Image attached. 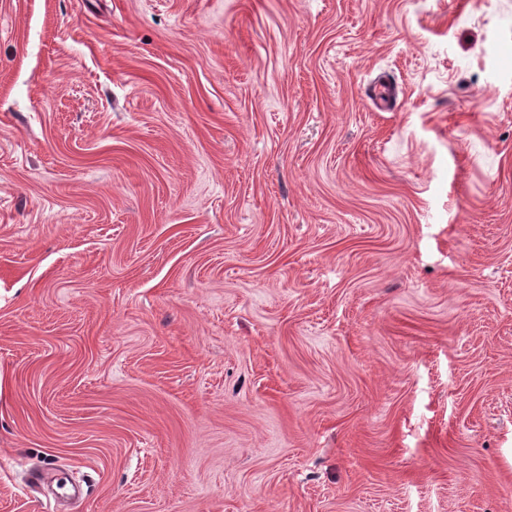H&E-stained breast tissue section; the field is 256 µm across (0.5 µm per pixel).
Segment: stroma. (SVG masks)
Returning <instances> with one entry per match:
<instances>
[{
    "label": "stroma",
    "mask_w": 512,
    "mask_h": 512,
    "mask_svg": "<svg viewBox=\"0 0 512 512\" xmlns=\"http://www.w3.org/2000/svg\"><path fill=\"white\" fill-rule=\"evenodd\" d=\"M0 512H512V0H0Z\"/></svg>",
    "instance_id": "1"
}]
</instances>
